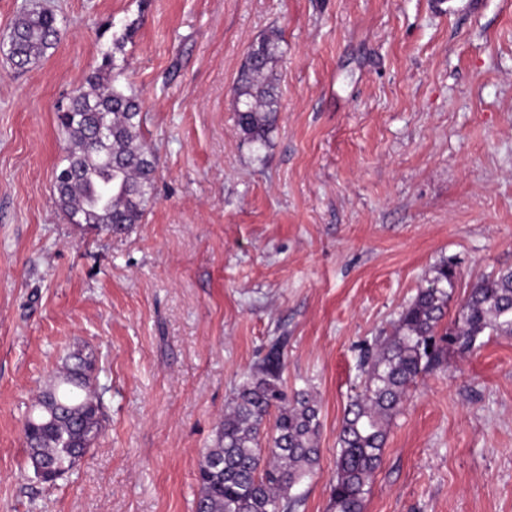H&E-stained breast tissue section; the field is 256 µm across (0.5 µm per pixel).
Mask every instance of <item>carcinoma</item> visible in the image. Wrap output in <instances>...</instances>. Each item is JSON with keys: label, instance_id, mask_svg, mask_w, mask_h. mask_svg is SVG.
Segmentation results:
<instances>
[{"label": "carcinoma", "instance_id": "cac0c4a2", "mask_svg": "<svg viewBox=\"0 0 512 512\" xmlns=\"http://www.w3.org/2000/svg\"><path fill=\"white\" fill-rule=\"evenodd\" d=\"M10 31L15 65L24 69L61 39L62 23L51 12L32 10L19 15ZM254 56V62L242 65L234 94L240 130L262 145L278 112L270 81L278 40L262 39ZM120 75L115 60L104 56L87 85L57 113L66 142L54 178L57 202L69 217L110 234L141 223L158 174V159L144 144L141 103L118 84ZM101 115L112 131L95 145ZM456 278V263L442 261L402 311L393 333L361 353L357 367L363 388L345 409L329 484L334 512H363L389 421L410 385L442 363L450 347L471 351L486 335H512V268L478 281L451 326L440 329ZM94 369L93 353H70L32 405L24 438L28 463L43 482L69 472L105 429ZM283 371V341L277 338L236 388L214 444L202 451L195 512H299L303 506L297 488L319 462V406L307 389L287 393Z\"/></svg>", "mask_w": 512, "mask_h": 512}]
</instances>
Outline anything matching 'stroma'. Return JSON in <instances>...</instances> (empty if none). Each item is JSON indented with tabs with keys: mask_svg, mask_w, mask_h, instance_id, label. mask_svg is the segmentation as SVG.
Returning a JSON list of instances; mask_svg holds the SVG:
<instances>
[{
	"mask_svg": "<svg viewBox=\"0 0 512 512\" xmlns=\"http://www.w3.org/2000/svg\"><path fill=\"white\" fill-rule=\"evenodd\" d=\"M32 7L64 34L19 70L0 44V512H193L200 455L278 336L320 409L301 512H333L359 347L441 261L449 322L512 266V0H0V34ZM265 36L280 108L260 145L233 88ZM109 53L159 159L116 236L70 223L52 187L57 112ZM77 347L106 428L48 484L22 428ZM364 512H512V336L408 389Z\"/></svg>",
	"mask_w": 512,
	"mask_h": 512,
	"instance_id": "1",
	"label": "stroma"
}]
</instances>
